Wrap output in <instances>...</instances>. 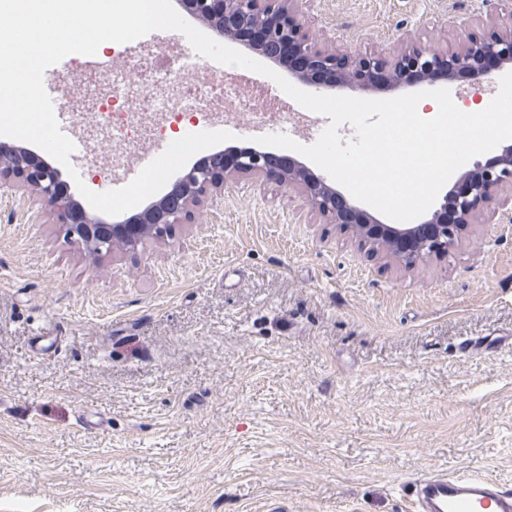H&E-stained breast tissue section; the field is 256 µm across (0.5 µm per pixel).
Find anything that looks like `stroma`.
<instances>
[{
  "mask_svg": "<svg viewBox=\"0 0 512 512\" xmlns=\"http://www.w3.org/2000/svg\"><path fill=\"white\" fill-rule=\"evenodd\" d=\"M494 9L310 0L302 21L388 54L455 48ZM486 212L407 271L239 175L96 260L0 194V512H407L434 468L512 488V216Z\"/></svg>",
  "mask_w": 512,
  "mask_h": 512,
  "instance_id": "1",
  "label": "stroma"
}]
</instances>
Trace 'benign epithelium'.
<instances>
[{
	"mask_svg": "<svg viewBox=\"0 0 512 512\" xmlns=\"http://www.w3.org/2000/svg\"><path fill=\"white\" fill-rule=\"evenodd\" d=\"M307 0H181L191 15L210 22L214 37L232 41L233 33L245 30L254 39L244 49L264 56L270 63L315 92L365 87L379 76L380 85L392 90H414L421 85L450 81L459 72L471 74L472 83L489 84L497 70L512 63V10L504 22L497 18L480 32L458 34L456 49L442 51L412 43L386 58L375 54L343 53L332 46H321L304 29L299 16ZM481 177L463 174L459 193L443 197L442 206L453 201L456 221L452 224H356L337 208L343 199L349 211L358 206L324 178H310L304 165L289 157L283 164L271 161L265 151L237 154L227 165L224 154H216L211 164L187 166L178 175L169 194L150 203L132 218L110 220L95 217L66 201L61 192L60 172L47 164L0 163V190L7 180L20 182L32 204L65 226L66 235L81 241L89 252L103 256L115 245L135 247L146 238L161 236L169 226L182 224L193 210L209 198L224 192V181L238 174L252 175L266 182L301 189L306 205L313 212L347 224L372 253H384L406 268L431 254L442 255L459 244L460 231L482 218L486 204L505 185L512 187V148L506 147L492 161L478 166Z\"/></svg>",
	"mask_w": 512,
	"mask_h": 512,
	"instance_id": "obj_1",
	"label": "benign epithelium"
}]
</instances>
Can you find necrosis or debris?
<instances>
[{"mask_svg": "<svg viewBox=\"0 0 512 512\" xmlns=\"http://www.w3.org/2000/svg\"><path fill=\"white\" fill-rule=\"evenodd\" d=\"M178 57L173 47L155 45L144 47L138 55L137 66L145 77L138 105H131L122 82L111 79L99 92L96 123L105 128L119 151L113 152L114 166L128 163L132 155L127 145L144 146L149 141L165 137L179 139L199 128L220 125L224 110L230 106L249 103L254 111L253 123L265 126L292 125L306 128V113L294 109L289 100L268 97L244 75H236L232 83L215 79L204 62H192L197 75L194 85L180 83V70L175 65ZM167 83L174 89L165 106H158L154 92L156 83Z\"/></svg>", "mask_w": 512, "mask_h": 512, "instance_id": "4bbe7bcc", "label": "necrosis or debris"}]
</instances>
